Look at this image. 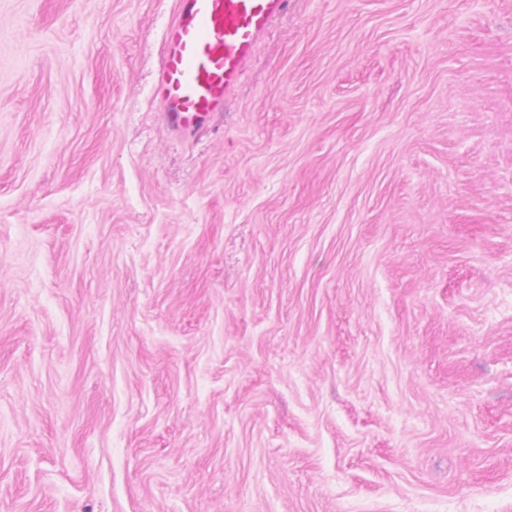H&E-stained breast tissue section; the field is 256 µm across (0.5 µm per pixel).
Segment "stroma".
<instances>
[{"instance_id": "obj_1", "label": "stroma", "mask_w": 512, "mask_h": 512, "mask_svg": "<svg viewBox=\"0 0 512 512\" xmlns=\"http://www.w3.org/2000/svg\"><path fill=\"white\" fill-rule=\"evenodd\" d=\"M175 0H0V512H512V0H292L164 129Z\"/></svg>"}]
</instances>
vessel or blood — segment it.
<instances>
[{
	"instance_id": "b4317fda",
	"label": "vessel or blood",
	"mask_w": 512,
	"mask_h": 512,
	"mask_svg": "<svg viewBox=\"0 0 512 512\" xmlns=\"http://www.w3.org/2000/svg\"><path fill=\"white\" fill-rule=\"evenodd\" d=\"M289 0H175L152 95L175 136L211 133L260 39Z\"/></svg>"
}]
</instances>
